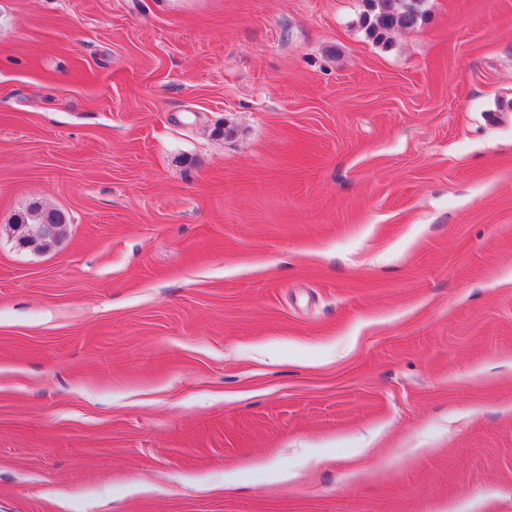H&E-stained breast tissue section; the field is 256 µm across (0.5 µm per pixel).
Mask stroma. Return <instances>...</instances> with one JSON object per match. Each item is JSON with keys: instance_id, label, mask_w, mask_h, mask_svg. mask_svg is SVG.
I'll return each instance as SVG.
<instances>
[{"instance_id": "35a3bbf8", "label": "stroma", "mask_w": 512, "mask_h": 512, "mask_svg": "<svg viewBox=\"0 0 512 512\" xmlns=\"http://www.w3.org/2000/svg\"><path fill=\"white\" fill-rule=\"evenodd\" d=\"M423 9L0 0V512H512V0ZM361 24L366 33L381 41L399 29L415 28L425 15L424 0H362ZM61 214L62 212L56 209H44L40 205H33L24 213V217L16 221L15 224H42L39 229V234L44 236L50 235L55 231L53 224H63L55 238H49L39 243L38 248L46 250L66 234L67 220L63 218ZM15 224L12 225L14 233L18 231ZM19 233L21 235V232Z\"/></svg>"}]
</instances>
